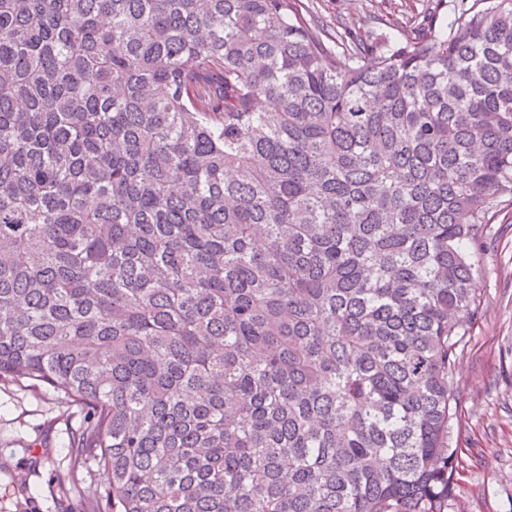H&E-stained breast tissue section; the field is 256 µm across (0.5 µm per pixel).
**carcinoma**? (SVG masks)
<instances>
[{"mask_svg": "<svg viewBox=\"0 0 512 512\" xmlns=\"http://www.w3.org/2000/svg\"><path fill=\"white\" fill-rule=\"evenodd\" d=\"M369 43L302 0H0V380L89 512H448L512 207V0Z\"/></svg>", "mask_w": 512, "mask_h": 512, "instance_id": "cac0c4a2", "label": "carcinoma"}]
</instances>
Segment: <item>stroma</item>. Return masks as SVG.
I'll list each match as a JSON object with an SVG mask.
<instances>
[{
    "mask_svg": "<svg viewBox=\"0 0 512 512\" xmlns=\"http://www.w3.org/2000/svg\"><path fill=\"white\" fill-rule=\"evenodd\" d=\"M435 0H314L329 26L355 27L363 39L396 36L406 18H422ZM478 263L481 314L458 352L453 387L461 450L451 512H512V209L486 227ZM80 405L49 386L0 381V512H84L73 481L106 486L97 468L71 471L72 431Z\"/></svg>",
    "mask_w": 512,
    "mask_h": 512,
    "instance_id": "1",
    "label": "stroma"
}]
</instances>
